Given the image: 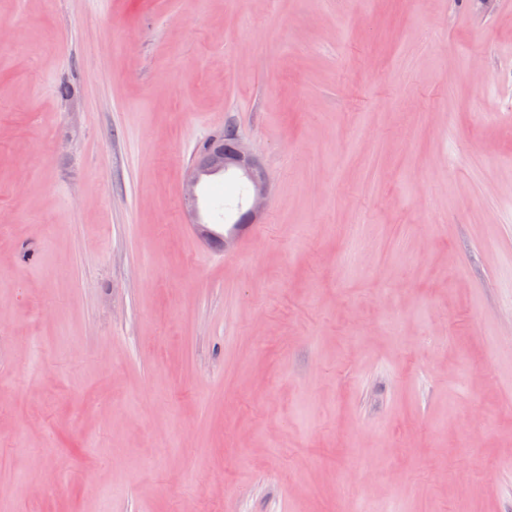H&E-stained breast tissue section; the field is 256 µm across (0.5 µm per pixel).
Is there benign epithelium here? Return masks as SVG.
<instances>
[{
    "instance_id": "obj_1",
    "label": "benign epithelium",
    "mask_w": 512,
    "mask_h": 512,
    "mask_svg": "<svg viewBox=\"0 0 512 512\" xmlns=\"http://www.w3.org/2000/svg\"><path fill=\"white\" fill-rule=\"evenodd\" d=\"M218 171L238 174L245 178L251 187L247 209L238 215L234 225L224 236V245L227 246L234 241L236 233L245 225L256 224L261 219L265 209L268 183L266 172L258 155L241 137H236V146L231 151H226L221 147L208 149L189 171L184 193V204L189 214L195 217L193 223L197 224L198 232L203 238L212 237V233L203 225V222L196 219L193 200L201 177L206 173Z\"/></svg>"
}]
</instances>
